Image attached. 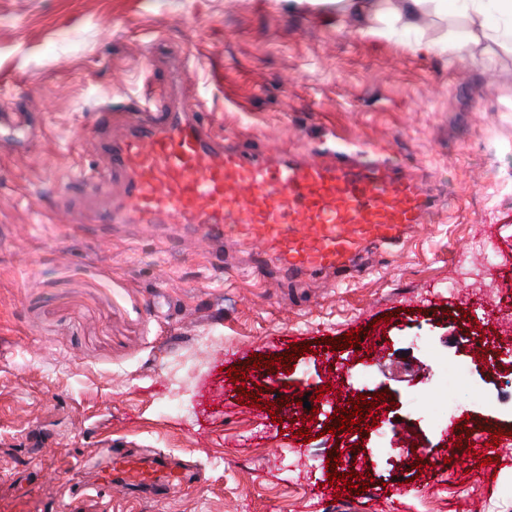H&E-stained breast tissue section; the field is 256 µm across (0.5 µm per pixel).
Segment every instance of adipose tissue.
Wrapping results in <instances>:
<instances>
[{
	"mask_svg": "<svg viewBox=\"0 0 512 512\" xmlns=\"http://www.w3.org/2000/svg\"><path fill=\"white\" fill-rule=\"evenodd\" d=\"M290 10L330 11L370 33L421 30L431 20L462 25L459 57L493 63L512 55V0H288Z\"/></svg>",
	"mask_w": 512,
	"mask_h": 512,
	"instance_id": "obj_1",
	"label": "adipose tissue"
}]
</instances>
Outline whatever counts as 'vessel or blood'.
<instances>
[{
	"instance_id": "1",
	"label": "vessel or blood",
	"mask_w": 512,
	"mask_h": 512,
	"mask_svg": "<svg viewBox=\"0 0 512 512\" xmlns=\"http://www.w3.org/2000/svg\"><path fill=\"white\" fill-rule=\"evenodd\" d=\"M187 62L155 46L150 73L166 90L146 91L134 121L97 142L90 168L63 205L97 224H184L203 240H232L256 266L274 264L295 276H344L371 245H391L428 222L432 202L421 181L386 159L342 149L290 158L244 153L211 129L181 87ZM72 498L111 496L113 485L179 486L184 475L152 454L115 448Z\"/></svg>"
}]
</instances>
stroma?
Returning a JSON list of instances; mask_svg holds the SVG:
<instances>
[{"label": "stroma", "mask_w": 512, "mask_h": 512, "mask_svg": "<svg viewBox=\"0 0 512 512\" xmlns=\"http://www.w3.org/2000/svg\"><path fill=\"white\" fill-rule=\"evenodd\" d=\"M415 41L344 30L288 0H0V108L30 115L0 131V512H512V447L493 466L465 432L448 455L415 408L434 374L415 343L425 336L472 365L474 396L492 395L476 425L512 435V387L485 381L480 359L484 340L512 335L461 336V297L500 293L455 272L461 257L481 266V237L512 286V65L424 55ZM158 42L187 58L185 92L216 132L281 155L337 137L385 148L422 177L430 224L333 287L321 274L257 276L235 244L208 251L178 228L161 241L67 223L60 193L96 162L101 112L133 111ZM370 325L384 341L368 359L372 387L443 460V482L407 458L371 467L359 493L328 483L329 458L362 436L285 405L345 358L329 339ZM258 354L291 367L263 392L242 381L272 411L225 407L228 369ZM108 446L154 449L200 477L69 498L94 479L80 460Z\"/></svg>", "instance_id": "obj_1"}]
</instances>
